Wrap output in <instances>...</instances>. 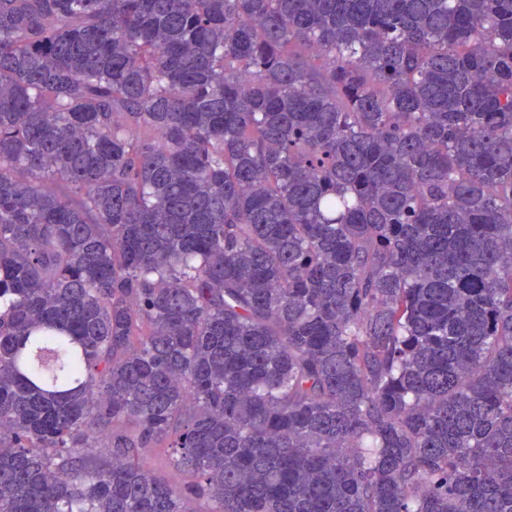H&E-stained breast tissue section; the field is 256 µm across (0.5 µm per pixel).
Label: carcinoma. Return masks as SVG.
Returning <instances> with one entry per match:
<instances>
[{"mask_svg": "<svg viewBox=\"0 0 512 512\" xmlns=\"http://www.w3.org/2000/svg\"><path fill=\"white\" fill-rule=\"evenodd\" d=\"M198 498L512 512V0H0V512ZM171 448H154L147 457L150 468L163 474L171 483L180 484L182 476L169 465Z\"/></svg>", "mask_w": 512, "mask_h": 512, "instance_id": "obj_1", "label": "carcinoma"}]
</instances>
